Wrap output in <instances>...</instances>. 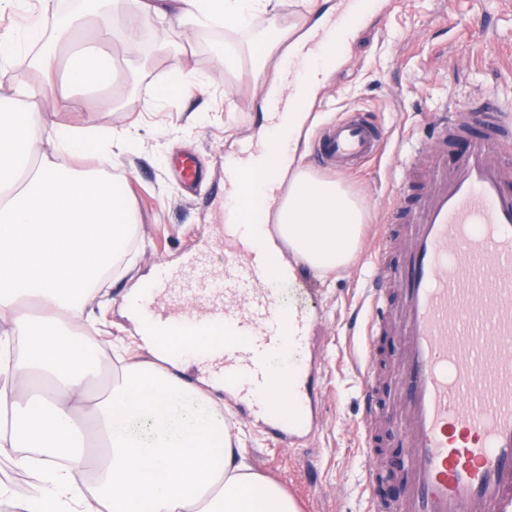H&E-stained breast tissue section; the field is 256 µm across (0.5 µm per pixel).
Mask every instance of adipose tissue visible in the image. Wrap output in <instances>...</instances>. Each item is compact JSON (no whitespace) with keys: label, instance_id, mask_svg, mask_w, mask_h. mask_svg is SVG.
<instances>
[{"label":"adipose tissue","instance_id":"adipose-tissue-1","mask_svg":"<svg viewBox=\"0 0 512 512\" xmlns=\"http://www.w3.org/2000/svg\"><path fill=\"white\" fill-rule=\"evenodd\" d=\"M90 22L101 39L123 33L135 39L142 25L171 16L188 29L246 26L256 13L277 15L281 0H112L99 11L87 0ZM40 14L24 28L0 34V62L25 54L37 80L0 98V455L34 468L36 479L23 512H298L277 483L248 466L222 412L209 396L188 389L163 364L171 353L196 356L223 339L213 328L185 334L171 329L142 335L148 361L122 367L101 399H88L98 374L90 337L72 326L86 316V298L97 290L105 268L120 259L137 222L133 200L108 169L125 143L111 132L56 124L31 107L47 88L66 79L75 91L70 111L84 101L78 88L106 82L112 61L98 46L72 52L65 69L56 64L58 44L47 39ZM254 78L266 97H304L271 58L299 55L292 26L271 25L250 45ZM306 117L297 112L270 130L261 168L242 167L241 192L231 214L244 234L259 232L251 216L266 202V183L287 179L288 193L274 214L279 237L314 271H332L353 261L367 214L340 182L288 170L280 155L285 139H296ZM45 144L49 156L38 155ZM92 160L89 169L79 160ZM46 380L38 395L19 402L15 389ZM96 473L84 487L75 472Z\"/></svg>","mask_w":512,"mask_h":512}]
</instances>
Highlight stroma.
<instances>
[{
    "label": "stroma",
    "instance_id": "1",
    "mask_svg": "<svg viewBox=\"0 0 512 512\" xmlns=\"http://www.w3.org/2000/svg\"><path fill=\"white\" fill-rule=\"evenodd\" d=\"M270 23V15L260 13L240 33L226 27L192 34L155 19L139 42L112 43V59L123 74L111 86L113 109H99L92 93L84 111H69L58 89L33 102L57 123L93 125L135 139L128 151L116 155L111 175L135 202L136 235L122 270L108 275L100 293L90 299V318L74 326L78 335L95 341L97 393L112 382L117 351L133 362L151 357L127 318L129 291L151 280L159 266L184 263L200 240L222 233L214 205L224 199V159L236 152L241 139L266 127L267 114L251 59L224 69L213 46L251 40ZM179 61L201 77L203 90L158 98ZM490 94L512 102V0H397L383 26L362 33L343 67L318 92L317 110L309 114L296 145L302 167L314 176H329L314 155L315 133L339 111L367 109L390 133L379 162L343 180L367 212L352 264L328 273L297 266L295 280L282 294L284 301L315 313L305 355L320 366L315 379L321 430L301 445L273 446L257 419L243 416L237 404L225 400L223 390L211 392L221 401L225 419L234 424L247 461L286 489L300 512H368L365 459L356 437L365 395L359 336L372 242L395 184L397 150L402 140L422 132L429 113L444 101L477 102ZM151 99L156 105L149 110L145 103ZM181 153L194 155L201 169V181L191 191L173 171L172 160ZM400 320L392 314L391 332L382 339L387 363L383 378L391 383L383 408L395 420L403 403L398 383L405 357Z\"/></svg>",
    "mask_w": 512,
    "mask_h": 512
}]
</instances>
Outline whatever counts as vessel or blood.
<instances>
[{"instance_id":"b4317fda","label":"vessel or blood","mask_w":512,"mask_h":512,"mask_svg":"<svg viewBox=\"0 0 512 512\" xmlns=\"http://www.w3.org/2000/svg\"><path fill=\"white\" fill-rule=\"evenodd\" d=\"M352 2L336 0L311 47L334 45L337 32L388 12L370 0L368 11L354 15ZM477 125L484 134H473ZM388 138L367 110L351 109L322 128L314 151L323 168L352 175L381 156ZM451 140L462 151L449 154ZM424 153L432 161L422 172L416 159ZM397 168L402 177L373 247L361 347L368 386L377 373L375 339L389 324L387 293L396 290L407 339V420L397 432L411 486L390 512H512V104L441 106ZM222 246L221 272L207 270L198 252L183 268H158L142 309L154 323L182 325L186 292L196 300L195 324L231 331L235 343L209 346L205 374L286 445L313 425L281 416L261 391L284 375L297 409L314 399V367L296 345L311 314L281 301L265 238L243 237L228 220ZM395 246L401 260L390 266L384 256ZM378 415L365 398L358 433L367 458Z\"/></svg>"}]
</instances>
